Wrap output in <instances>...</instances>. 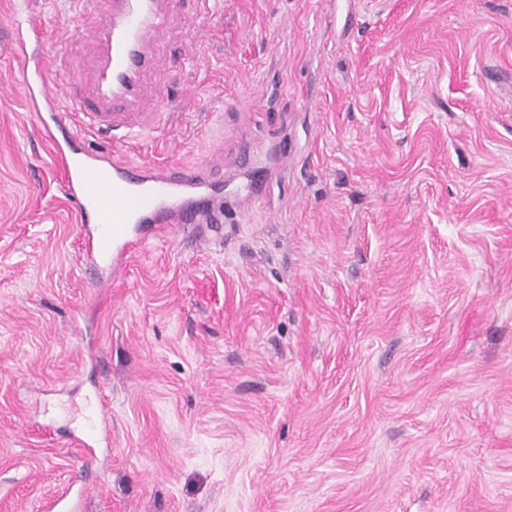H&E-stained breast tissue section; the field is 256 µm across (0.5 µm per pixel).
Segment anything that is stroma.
Masks as SVG:
<instances>
[{
	"label": "stroma",
	"instance_id": "1",
	"mask_svg": "<svg viewBox=\"0 0 512 512\" xmlns=\"http://www.w3.org/2000/svg\"><path fill=\"white\" fill-rule=\"evenodd\" d=\"M211 5L152 33L140 150L238 195L98 293L0 0V512H512V0Z\"/></svg>",
	"mask_w": 512,
	"mask_h": 512
}]
</instances>
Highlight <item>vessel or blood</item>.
<instances>
[{"mask_svg":"<svg viewBox=\"0 0 512 512\" xmlns=\"http://www.w3.org/2000/svg\"><path fill=\"white\" fill-rule=\"evenodd\" d=\"M168 0H64L69 12L95 10L87 33L100 52L94 99L81 92L78 68L60 58L57 70L37 56L45 37L41 0H17L25 22L11 29L13 62L35 126H53L63 136L55 155L65 173L64 193L77 207L84 231L86 263L94 269L121 266L157 224H220L228 196L224 182L210 178L204 164L134 162L113 153L108 165H87L76 145L82 132L102 133L124 143L156 136V113L137 111L150 54L147 35L165 21Z\"/></svg>","mask_w":512,"mask_h":512,"instance_id":"obj_1","label":"vessel or blood"}]
</instances>
